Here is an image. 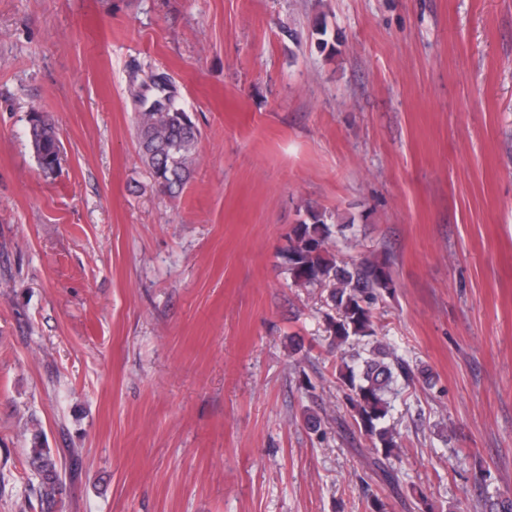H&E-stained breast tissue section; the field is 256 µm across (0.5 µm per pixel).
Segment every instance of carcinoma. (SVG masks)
Listing matches in <instances>:
<instances>
[{
    "label": "carcinoma",
    "mask_w": 512,
    "mask_h": 512,
    "mask_svg": "<svg viewBox=\"0 0 512 512\" xmlns=\"http://www.w3.org/2000/svg\"><path fill=\"white\" fill-rule=\"evenodd\" d=\"M167 77L158 76L152 85L161 86L155 95L165 102L143 101L138 114L139 156L154 184L163 192H179L190 177L200 132L174 94H164ZM28 136L42 173L54 177L61 170L62 152L56 127L51 118L37 110L30 112ZM307 219L292 226L286 246L279 252L281 265L291 284L299 288L328 287L329 301L336 316L329 318L327 331L336 346L354 343L362 348L360 363H343L337 380L345 390L347 403L359 430L369 437L374 464L390 484L399 482L391 459L400 458L401 445L396 440L391 420V402L387 394L398 378L410 380V364L397 348L376 340L373 310L378 298L394 288L390 263L386 258L364 257L346 262L337 255V235L347 226L328 223L331 216L310 207ZM28 469L38 479V498L47 512H52L61 493L62 478L58 461L44 446L42 432L33 434L25 459Z\"/></svg>",
    "instance_id": "1"
}]
</instances>
